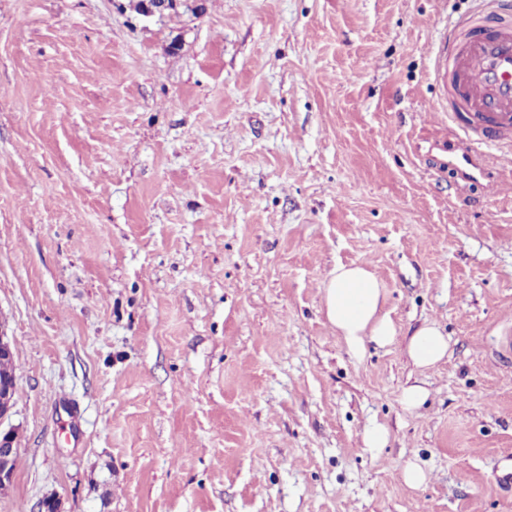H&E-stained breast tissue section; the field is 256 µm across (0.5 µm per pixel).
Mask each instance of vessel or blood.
I'll return each mask as SVG.
<instances>
[{
	"label": "vessel or blood",
	"instance_id": "b4317fda",
	"mask_svg": "<svg viewBox=\"0 0 512 512\" xmlns=\"http://www.w3.org/2000/svg\"><path fill=\"white\" fill-rule=\"evenodd\" d=\"M435 74L452 111L469 113L479 140L499 142L492 165L512 176V0H489L487 9L456 28L451 47L436 61ZM439 164L466 179L484 171L468 142Z\"/></svg>",
	"mask_w": 512,
	"mask_h": 512
}]
</instances>
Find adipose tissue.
<instances>
[{"label": "adipose tissue", "mask_w": 512, "mask_h": 512, "mask_svg": "<svg viewBox=\"0 0 512 512\" xmlns=\"http://www.w3.org/2000/svg\"><path fill=\"white\" fill-rule=\"evenodd\" d=\"M383 283L361 265H339L323 286V310L329 324L343 338L353 357H361L367 344H391L398 330L385 310ZM406 353L420 369H428L448 354V339L432 323L416 329L406 340Z\"/></svg>", "instance_id": "ef3b65f1"}]
</instances>
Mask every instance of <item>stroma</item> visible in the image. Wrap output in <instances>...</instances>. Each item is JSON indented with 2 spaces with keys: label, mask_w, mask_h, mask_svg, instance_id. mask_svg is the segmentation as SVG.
I'll return each instance as SVG.
<instances>
[{
  "label": "stroma",
  "mask_w": 512,
  "mask_h": 512,
  "mask_svg": "<svg viewBox=\"0 0 512 512\" xmlns=\"http://www.w3.org/2000/svg\"><path fill=\"white\" fill-rule=\"evenodd\" d=\"M126 3L0 0V512H512V195L425 161L457 148L433 65L478 0ZM340 264L402 334L359 360L323 313ZM142 2L139 17L145 20L162 19L173 13H167L171 8L185 6L188 15L200 18L203 15V0H139ZM448 337L433 323L416 329L406 339V353L419 369H429L448 355ZM16 394V381H0V493L10 486L14 471L11 469V460L17 453L15 433L9 429L2 431V424L8 418L14 407Z\"/></svg>",
  "instance_id": "1"
}]
</instances>
